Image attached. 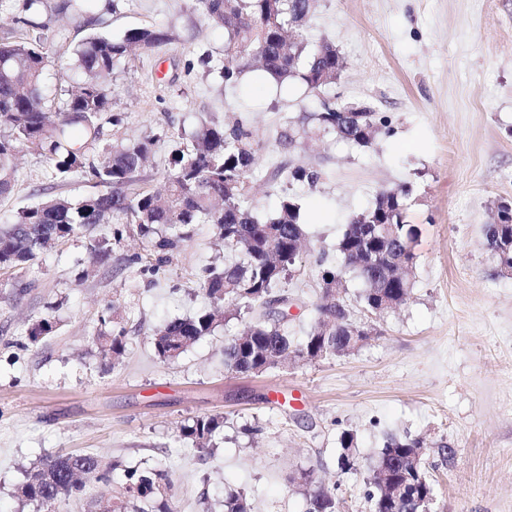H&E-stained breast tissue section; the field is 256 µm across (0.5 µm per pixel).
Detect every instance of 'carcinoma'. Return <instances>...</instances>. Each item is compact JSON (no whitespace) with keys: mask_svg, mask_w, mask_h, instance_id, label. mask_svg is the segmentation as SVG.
Masks as SVG:
<instances>
[{"mask_svg":"<svg viewBox=\"0 0 512 512\" xmlns=\"http://www.w3.org/2000/svg\"><path fill=\"white\" fill-rule=\"evenodd\" d=\"M77 0H61L42 15L41 0H24L15 24L20 34L0 38V196L13 189V166L21 148L33 147L49 160L54 175L66 179L79 173L104 192L73 202L50 197L19 211L12 224L0 228V269H22L38 253L58 241L90 232L112 220L135 224L147 241L145 254L129 263L156 271L168 252L191 238L190 226L210 224L224 247L242 260L202 270V285L210 303L227 304L252 314L243 331L224 342L227 371L266 372L288 360L313 361L348 354L363 345L366 334L357 333L345 320L349 311L346 276L361 281L358 294L364 308L381 315L405 305L411 298V273L416 265L418 226L406 221L409 191L385 190L345 225L336 244L340 263L321 272L322 290L314 321L306 335L286 334L285 314L266 310L268 300L287 296L282 285L291 275L303 240L302 205L294 194L281 197L276 213L261 217L243 205L245 183L254 164L251 133L243 124L215 125L199 119L188 150L178 151L173 170L159 188L128 194L146 162L154 140L146 138L111 147L100 159L82 151V140L100 135L98 120L110 111L106 82L134 50L153 51L173 40L162 26L138 28L123 37L93 35L75 52L74 67L80 79L58 100L42 86L48 58V33L52 15L76 9ZM316 0H195V7L224 30V59L220 76L238 89L252 62L269 72L278 84L298 81L316 93L336 81L344 60L333 44L311 50L303 32ZM313 129L334 135L352 145L369 148L383 132L387 117L366 103H322L309 116ZM485 245L496 263V273L512 275V209L496 205L495 223L485 230ZM221 322L215 310L166 323L154 336L158 357H179ZM55 322L43 318L32 325L31 340L51 334ZM126 329L102 336L106 355L118 363L125 352ZM224 429V418L198 416L180 429L192 442L198 459L206 460ZM338 468L351 472L349 452L356 444L351 430L340 434ZM427 446L423 437L389 436L371 463L367 491L371 512H416L424 501H433L435 484L418 458ZM123 469L120 497L108 512H175L169 469L122 467L93 454L46 456L38 469L17 487L22 501L40 508L61 499H79L88 483H106L111 473ZM305 497V512H336V485L326 484L314 472L302 470L294 479ZM224 512H251L247 495H224Z\"/></svg>","mask_w":512,"mask_h":512,"instance_id":"1","label":"carcinoma"}]
</instances>
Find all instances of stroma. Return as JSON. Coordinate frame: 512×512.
<instances>
[{"label": "stroma", "mask_w": 512, "mask_h": 512, "mask_svg": "<svg viewBox=\"0 0 512 512\" xmlns=\"http://www.w3.org/2000/svg\"><path fill=\"white\" fill-rule=\"evenodd\" d=\"M94 16L92 24L76 13L56 18L49 93L75 79L72 52L93 34L162 25L175 39L114 71L113 116L100 118L88 155L155 137L135 184L152 190L170 174L174 150L190 147L198 118L239 120L257 158L246 204L270 216L285 192L300 195L308 244L284 285L289 334L307 331L345 224L380 191L411 190L407 221L421 229L414 287L405 306L379 318L358 302L360 281L349 279L350 317L371 324L374 336L341 357L244 376L225 369L224 342L244 328L246 313L175 360L154 350L159 328L209 304L202 270L228 256L211 225H196L155 272L128 261L147 249L133 224L118 239L111 226L100 228L111 264L91 263L92 240L79 236L25 269H0V512H36L16 488L33 463L58 453L164 464L176 512H223L230 489L244 491L254 512H304L291 481L301 469L337 482L339 512H370L362 475L336 470L346 429L363 468L386 436L425 437L434 447L433 512H512V277L495 274L484 247L495 204L512 200V0H318L307 41L313 49L333 41L343 72L320 95L269 98L259 112L198 65L206 51L222 59L224 32L193 0H95ZM325 99L371 104L389 117L390 133L369 148L323 133L284 145L283 134L301 129ZM165 129L176 138H161ZM296 166L318 171L319 181L290 184ZM94 191L79 175L57 182L44 155L21 149L14 188L0 197V225L46 195ZM105 311L112 324L101 323ZM46 316L54 332L31 341L32 324ZM116 324L127 330L117 366L98 342ZM203 415L223 416L224 431L201 462L179 430ZM444 444L455 450L448 464L436 452Z\"/></svg>", "instance_id": "stroma-1"}]
</instances>
